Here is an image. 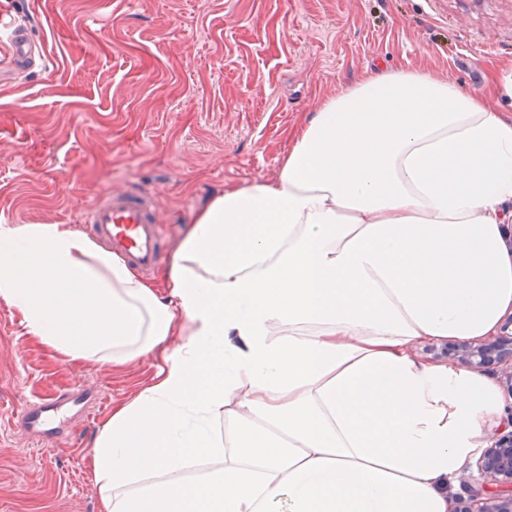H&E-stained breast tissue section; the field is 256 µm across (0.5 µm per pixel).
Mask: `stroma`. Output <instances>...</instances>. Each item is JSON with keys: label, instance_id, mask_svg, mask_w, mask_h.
<instances>
[{"label": "stroma", "instance_id": "obj_1", "mask_svg": "<svg viewBox=\"0 0 512 512\" xmlns=\"http://www.w3.org/2000/svg\"><path fill=\"white\" fill-rule=\"evenodd\" d=\"M17 26L44 58L0 81V224L77 226L104 192L139 186L172 250L214 195L274 177L304 117L380 62L512 115V0H0V54ZM155 364L70 362L0 301V512H98V428ZM70 390L90 397L76 435L17 427Z\"/></svg>", "mask_w": 512, "mask_h": 512}]
</instances>
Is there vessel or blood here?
Listing matches in <instances>:
<instances>
[{"label": "vessel or blood", "instance_id": "obj_1", "mask_svg": "<svg viewBox=\"0 0 512 512\" xmlns=\"http://www.w3.org/2000/svg\"><path fill=\"white\" fill-rule=\"evenodd\" d=\"M8 71L33 66L40 46L24 28L9 36ZM84 221L104 240L114 254L141 272H149L161 259V230L154 198L145 189L133 187L108 191L84 212ZM74 393L51 396L29 406L17 418L21 429L43 437L53 436L66 422L67 411L78 406Z\"/></svg>", "mask_w": 512, "mask_h": 512}]
</instances>
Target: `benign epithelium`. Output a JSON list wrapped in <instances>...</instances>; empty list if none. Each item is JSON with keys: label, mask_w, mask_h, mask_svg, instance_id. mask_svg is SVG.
Wrapping results in <instances>:
<instances>
[{"label": "benign epithelium", "mask_w": 512, "mask_h": 512, "mask_svg": "<svg viewBox=\"0 0 512 512\" xmlns=\"http://www.w3.org/2000/svg\"><path fill=\"white\" fill-rule=\"evenodd\" d=\"M441 353L471 369L499 367L506 371V386L512 397V316L499 331L481 343L444 347ZM490 446L476 461L480 488L473 498L459 502L457 512H512V431L494 430Z\"/></svg>", "instance_id": "1"}]
</instances>
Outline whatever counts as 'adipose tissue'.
<instances>
[{"mask_svg": "<svg viewBox=\"0 0 512 512\" xmlns=\"http://www.w3.org/2000/svg\"><path fill=\"white\" fill-rule=\"evenodd\" d=\"M0 301L69 361L160 360L94 440L99 512H453L512 415L489 372L416 348L512 313V119L422 69L369 74L155 279L72 225L0 224Z\"/></svg>", "mask_w": 512, "mask_h": 512, "instance_id": "1", "label": "adipose tissue"}]
</instances>
